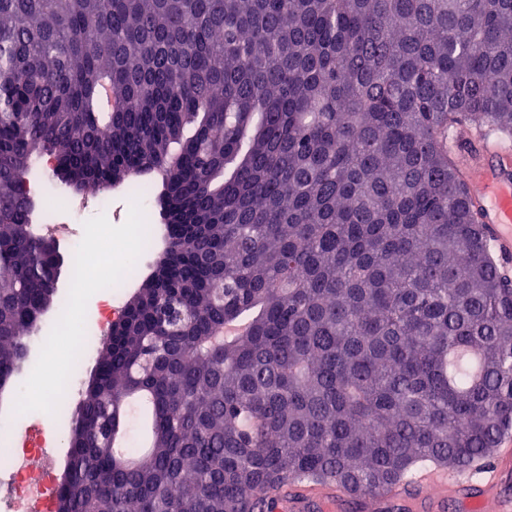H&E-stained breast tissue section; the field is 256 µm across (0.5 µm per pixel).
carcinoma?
I'll list each match as a JSON object with an SVG mask.
<instances>
[{"mask_svg": "<svg viewBox=\"0 0 512 512\" xmlns=\"http://www.w3.org/2000/svg\"><path fill=\"white\" fill-rule=\"evenodd\" d=\"M458 127L512 139V0H0V386L63 302L38 159L73 192L160 177L172 242L69 416L59 512H266L285 481L364 499L489 460L512 278Z\"/></svg>", "mask_w": 512, "mask_h": 512, "instance_id": "1", "label": "carcinoma"}]
</instances>
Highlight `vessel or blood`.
I'll return each instance as SVG.
<instances>
[{
  "label": "vessel or blood",
  "instance_id": "obj_1",
  "mask_svg": "<svg viewBox=\"0 0 512 512\" xmlns=\"http://www.w3.org/2000/svg\"><path fill=\"white\" fill-rule=\"evenodd\" d=\"M478 159L464 158L463 171L478 203L483 229L503 264L512 263V140L486 135ZM277 512H449L456 506L490 504L493 512H512V453L504 452L479 473L451 472L439 466L419 471L413 480L354 503L341 485L290 481L272 493Z\"/></svg>",
  "mask_w": 512,
  "mask_h": 512
}]
</instances>
